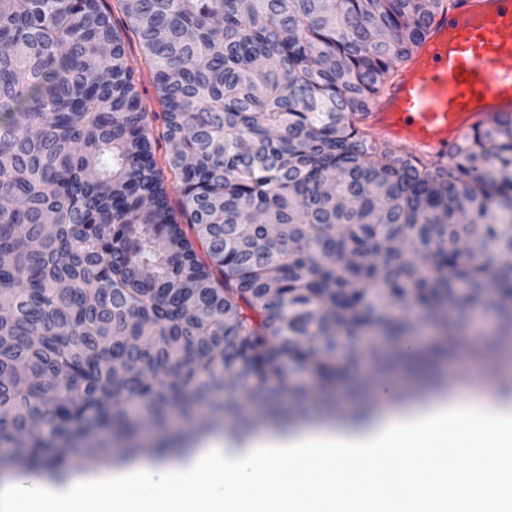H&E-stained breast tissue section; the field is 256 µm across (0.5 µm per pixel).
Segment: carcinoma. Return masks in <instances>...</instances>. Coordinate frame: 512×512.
<instances>
[{
	"label": "carcinoma",
	"mask_w": 512,
	"mask_h": 512,
	"mask_svg": "<svg viewBox=\"0 0 512 512\" xmlns=\"http://www.w3.org/2000/svg\"><path fill=\"white\" fill-rule=\"evenodd\" d=\"M455 6L0 0L1 468L123 464L174 408L188 444L242 393L303 398L297 371L327 393L361 355L391 363L394 308L441 333L408 355L446 352L484 295L512 345V120L446 156L365 123Z\"/></svg>",
	"instance_id": "1"
}]
</instances>
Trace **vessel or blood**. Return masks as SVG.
<instances>
[{
	"label": "vessel or blood",
	"instance_id": "1",
	"mask_svg": "<svg viewBox=\"0 0 512 512\" xmlns=\"http://www.w3.org/2000/svg\"><path fill=\"white\" fill-rule=\"evenodd\" d=\"M512 118V0H457L367 125L419 153Z\"/></svg>",
	"mask_w": 512,
	"mask_h": 512
}]
</instances>
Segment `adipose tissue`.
Wrapping results in <instances>:
<instances>
[{
    "mask_svg": "<svg viewBox=\"0 0 512 512\" xmlns=\"http://www.w3.org/2000/svg\"><path fill=\"white\" fill-rule=\"evenodd\" d=\"M0 512H512V409L487 389L242 444L208 436L61 483L5 478Z\"/></svg>",
    "mask_w": 512,
    "mask_h": 512,
    "instance_id": "ef3b65f1",
    "label": "adipose tissue"
}]
</instances>
